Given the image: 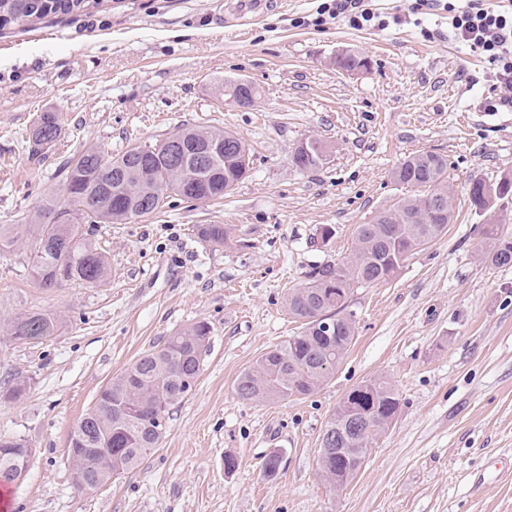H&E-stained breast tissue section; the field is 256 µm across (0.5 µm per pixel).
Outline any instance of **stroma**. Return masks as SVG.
I'll return each instance as SVG.
<instances>
[{"instance_id": "1", "label": "stroma", "mask_w": 512, "mask_h": 512, "mask_svg": "<svg viewBox=\"0 0 512 512\" xmlns=\"http://www.w3.org/2000/svg\"><path fill=\"white\" fill-rule=\"evenodd\" d=\"M321 3L100 0L0 30V224L28 222L91 145L116 156L220 127L251 156L222 199L173 194L151 215L91 225L110 265L105 286L46 289L25 249L0 255V319L62 318L38 344L0 336V386L29 382L23 399L0 402V436L34 450L0 512H512V264L485 258L489 228L512 237V199L485 212L469 199L474 180L512 178V112L486 115L487 64L450 37L445 11L384 30L339 18L306 26ZM342 48L370 68L336 69ZM239 77L260 91L253 108L215 93L216 80ZM44 112L58 113L62 132L37 152L28 138ZM308 138L329 152L301 171L291 154ZM418 151L448 160L445 232L396 277L355 289V338L322 387L240 399V373L300 330L289 289L351 257L356 225L411 195L393 172ZM206 224L224 225V245L199 238ZM199 321L210 348L158 447L125 477L76 491L66 448L81 414L135 359ZM374 378L394 386L400 409L361 471L331 489L317 466L323 430L344 395ZM272 453L281 464L268 477Z\"/></svg>"}]
</instances>
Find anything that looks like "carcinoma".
Masks as SVG:
<instances>
[{"label": "carcinoma", "instance_id": "carcinoma-1", "mask_svg": "<svg viewBox=\"0 0 512 512\" xmlns=\"http://www.w3.org/2000/svg\"><path fill=\"white\" fill-rule=\"evenodd\" d=\"M88 0H0V26H25L50 14L78 13ZM61 134L58 114L44 112L31 133L39 149L49 148ZM178 150L167 142L129 147L116 158L88 148L67 163L60 192L67 207L56 199L37 212L28 224H1L0 251L21 245L30 247L29 262L43 288L77 283L96 288L106 283L110 267L105 254L87 237L83 224H122L154 213L164 198L174 193L189 200L208 201L224 197L226 188L239 181L234 160L242 140L222 129L205 127L180 131ZM319 151L292 160L302 171L318 168L324 161V143ZM218 150V160L209 175L201 178L191 160L201 150ZM394 178L421 190L377 214L368 224L355 228V253L346 262H328L313 268L307 282L288 292L290 314L302 322V331L267 351L235 383L239 398L270 403L292 395H307L318 389L341 363L355 335V323L345 313L354 289L385 282L421 245L437 239L451 216L421 224H403L402 212L426 206V199L448 182V160L431 152L409 156ZM482 180L470 184L473 207L485 210L493 201L512 195L506 182L494 199L485 195ZM199 237L214 245L224 244L222 224L198 229ZM486 258L494 266L512 263V239L490 232ZM336 321V332L324 335L318 317ZM62 320L54 314L22 313L0 324V332L17 342L43 340L54 335ZM210 329L198 322L168 336L154 350L143 354L101 391L96 402L80 418L69 436L68 454L76 489L94 483L101 487L132 471L159 444L172 406L193 388ZM28 381L18 377L0 389V398L17 401ZM400 408L395 388L384 379L358 385L349 391L331 415L322 434L318 466L325 480L341 487L354 478L358 449L368 447L374 436L387 428ZM21 438H0V485L17 483L16 468H28L30 455Z\"/></svg>", "mask_w": 512, "mask_h": 512}]
</instances>
